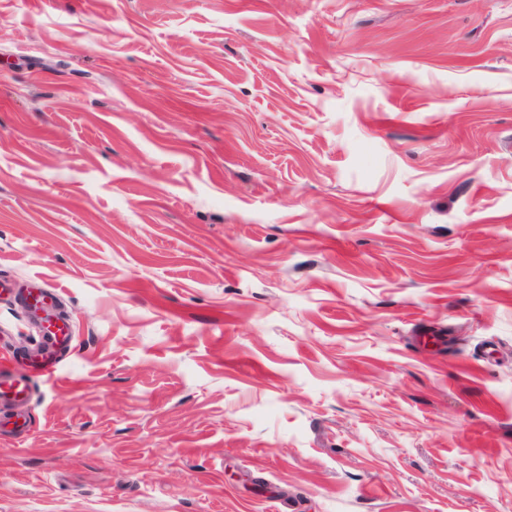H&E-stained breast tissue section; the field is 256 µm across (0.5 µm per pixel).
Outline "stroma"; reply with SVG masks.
Instances as JSON below:
<instances>
[{
    "instance_id": "obj_1",
    "label": "stroma",
    "mask_w": 512,
    "mask_h": 512,
    "mask_svg": "<svg viewBox=\"0 0 512 512\" xmlns=\"http://www.w3.org/2000/svg\"><path fill=\"white\" fill-rule=\"evenodd\" d=\"M35 276L0 512H512V0H0ZM24 302L33 310L50 313L57 306L59 292L41 280H32L28 283ZM44 332L51 342L39 345L38 348L45 350L37 361L31 362L25 379H16L6 367L0 368L1 405L20 406L28 402L32 383L51 376L57 369L60 357L73 348L75 336L69 319L58 315L47 317L44 319Z\"/></svg>"
}]
</instances>
